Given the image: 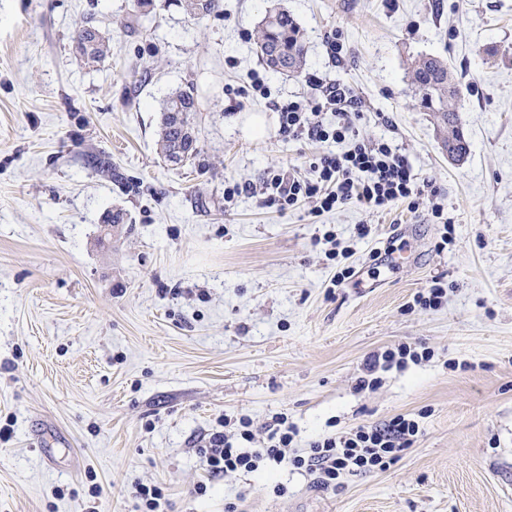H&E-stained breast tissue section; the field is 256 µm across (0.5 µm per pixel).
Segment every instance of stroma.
Instances as JSON below:
<instances>
[{
  "instance_id": "stroma-1",
  "label": "stroma",
  "mask_w": 512,
  "mask_h": 512,
  "mask_svg": "<svg viewBox=\"0 0 512 512\" xmlns=\"http://www.w3.org/2000/svg\"><path fill=\"white\" fill-rule=\"evenodd\" d=\"M220 3L196 19L175 0H0V512H136L138 483L162 487L161 512H225L241 493L244 512H512V0ZM276 7L304 33L300 74L256 52ZM87 21L112 46L97 67L76 51ZM425 54L457 74L463 162L411 88ZM253 70L276 97L307 95L312 72L353 86L361 134L404 147L447 198V247L403 205L315 218L225 202V181L258 183L313 150L281 135L267 100L229 110L225 85ZM189 84L199 154L175 166L157 150L160 110ZM116 208L127 222L102 224ZM328 231L355 272L336 288ZM386 251L409 265L376 263ZM436 278L441 306L414 307ZM401 343L433 356L356 391L367 357ZM276 412L302 448L399 414L420 415L421 436L328 490L286 470L283 497L250 474L210 476L196 449L219 417L259 428Z\"/></svg>"
}]
</instances>
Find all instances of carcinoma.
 <instances>
[{
  "instance_id": "1",
  "label": "carcinoma",
  "mask_w": 512,
  "mask_h": 512,
  "mask_svg": "<svg viewBox=\"0 0 512 512\" xmlns=\"http://www.w3.org/2000/svg\"><path fill=\"white\" fill-rule=\"evenodd\" d=\"M186 14L202 18L219 8V0H178ZM255 44L267 67L277 72L298 73L306 48L301 29L293 15L282 9L268 14L259 26ZM76 49L89 64H97L110 54L109 41L90 22L81 26ZM411 84L423 111L431 114L437 134L451 160L460 162L469 154V145L458 124L461 92L448 59L422 55L411 62ZM198 102L194 89H178L164 102L157 146L162 158L186 164L198 155L194 135Z\"/></svg>"
}]
</instances>
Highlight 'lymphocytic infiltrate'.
Instances as JSON below:
<instances>
[{"label":"lymphocytic infiltrate","instance_id":"obj_1","mask_svg":"<svg viewBox=\"0 0 512 512\" xmlns=\"http://www.w3.org/2000/svg\"><path fill=\"white\" fill-rule=\"evenodd\" d=\"M305 82L310 93L302 98L272 99L270 87L256 72L250 74L247 85L224 90L232 100L245 96L271 99L285 138L322 147L309 158L308 174L283 168L266 170L259 186L250 189L260 204L282 213L304 204L309 215L318 217L350 204L374 214L403 203L411 211L427 212L434 223L448 224L444 195L432 181L417 177L406 149L385 138L361 136L357 122L364 102L351 86L314 74ZM431 356L430 349L418 350L407 344L374 354L366 361L356 388L375 390L380 369H403ZM217 423L218 430L200 451L209 473L227 476L286 467L316 475L324 488L334 486L345 475L387 470L421 434L415 416L399 414L380 424L323 435L301 451L294 446L297 430L287 414L272 416L267 437L260 444L248 416L233 420L222 416Z\"/></svg>","mask_w":512,"mask_h":512}]
</instances>
